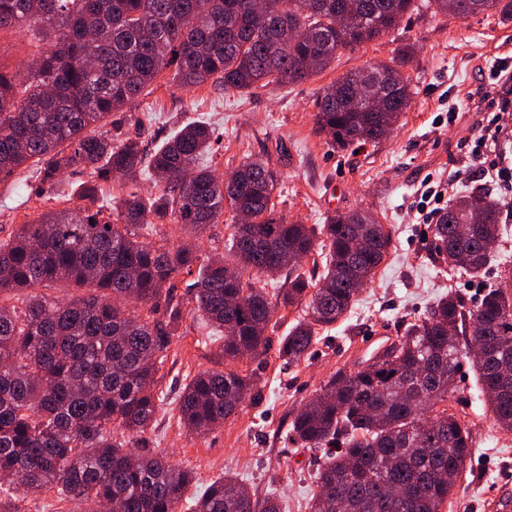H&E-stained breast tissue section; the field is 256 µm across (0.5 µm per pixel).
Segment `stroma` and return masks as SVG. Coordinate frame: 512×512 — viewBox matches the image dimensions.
I'll list each match as a JSON object with an SVG mask.
<instances>
[{
	"label": "stroma",
	"mask_w": 512,
	"mask_h": 512,
	"mask_svg": "<svg viewBox=\"0 0 512 512\" xmlns=\"http://www.w3.org/2000/svg\"><path fill=\"white\" fill-rule=\"evenodd\" d=\"M416 5L395 30L354 51L339 52L329 68L303 83L246 93L210 82L183 88L167 69L148 94L112 115L122 135L141 138L150 148L189 121L209 122L217 135L211 166L218 173L230 174L256 159L278 171L272 197L277 215L312 225L337 214L369 211L392 238L387 256L352 310L320 330L319 341L298 364H284L278 343L302 316L299 307L277 308L265 354L235 360L225 358L222 339L193 316H184L160 371V409L139 447L193 470L198 483L189 486L188 495L229 472L255 497L277 495L283 512H309L308 503L319 491L315 453L289 442L292 417L333 374L370 358L367 337L383 343L397 340L407 323L451 292L470 307L485 289L512 292V199L502 197L493 175L466 157V146L477 136L482 119L471 93L483 72L512 54V22L494 14L447 18L433 14L426 0H416ZM407 44L415 47V58L404 69L411 78L412 102L387 139L340 148L316 132L314 100L323 86L346 71L390 62ZM451 110L458 118L448 126L444 119ZM36 169V163L29 162L10 177H0V240L43 212L83 204L86 173L68 169L60 184L45 193ZM428 177L442 181L452 202L477 190L501 197L498 254L479 277L435 262L433 227L417 223L414 216L419 188ZM225 369L253 377L257 399L245 402L237 414L205 434L189 432L177 418L182 386L198 372ZM448 406L469 421L472 448L452 503L442 512H486L492 492L512 490V432L496 425L470 365H463L458 374ZM82 509L78 502L60 500L53 490L19 494L0 504V512Z\"/></svg>",
	"instance_id": "1"
}]
</instances>
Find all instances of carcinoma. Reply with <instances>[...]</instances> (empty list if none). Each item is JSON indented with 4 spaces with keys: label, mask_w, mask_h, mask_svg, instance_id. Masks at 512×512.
Returning a JSON list of instances; mask_svg holds the SVG:
<instances>
[{
    "label": "carcinoma",
    "mask_w": 512,
    "mask_h": 512,
    "mask_svg": "<svg viewBox=\"0 0 512 512\" xmlns=\"http://www.w3.org/2000/svg\"><path fill=\"white\" fill-rule=\"evenodd\" d=\"M0 0V29L19 26L46 48L23 78L0 66V175L34 159L42 189L52 190L68 168L87 172L84 198L96 202L119 178L131 185L149 176L156 194L129 191L92 210L77 206L41 213L0 241V495L56 490L61 499L115 504L120 512H180L191 472L159 455L135 453L137 438L159 409L157 373L184 316L174 279L198 268L191 300L196 318L224 334V357L259 356L279 300L301 306L282 337L279 357L298 363L318 341V329L345 316L387 254L384 225L369 213L335 216L310 227L275 214L278 172L248 161L228 179L198 160L213 132L186 123L151 151L139 139L107 127L112 113L142 96L169 67L184 87L209 81L249 90L300 84L326 70L340 50L353 51L401 22L413 0ZM434 13L465 19L491 11L512 21V0H429ZM300 24L304 38L278 44ZM415 55L350 70L315 100L317 132L344 148L387 137L412 101L404 68ZM378 81L386 93L372 109L353 99L354 87ZM100 125L104 131L87 135ZM71 147L64 154L62 145ZM434 224L438 262L481 274L496 251L501 204L468 196ZM242 209L247 224L230 225L223 258L203 255L198 239L224 209ZM109 211V219L101 217ZM484 228L467 235L470 210ZM177 224L187 240L155 246L138 230ZM329 241L322 270L288 264V255L314 252L317 235ZM286 272V281L276 275ZM71 283L85 293L69 299L36 292ZM273 285V295L265 287ZM165 299L163 313L157 312ZM142 305L141 316L125 303ZM491 347L474 360L478 382L497 425L512 431V389L500 388V368L512 367V293L490 289L466 307L458 295L437 300L409 323L371 364L339 370L290 423L304 448L342 447L319 464L318 494L309 512H441L471 453L468 423L437 405L450 400L463 351ZM254 389V381L207 370L185 384L179 421L204 434L224 423ZM191 512H282L274 496L259 500L224 475L193 497Z\"/></svg>",
    "instance_id": "1"
}]
</instances>
